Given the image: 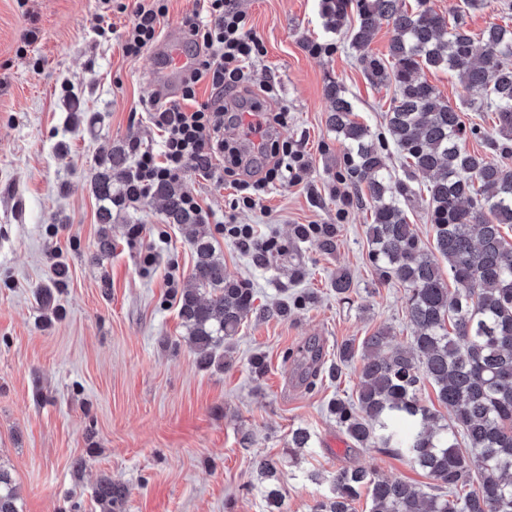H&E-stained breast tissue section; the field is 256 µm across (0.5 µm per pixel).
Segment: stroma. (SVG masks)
<instances>
[{"label":"stroma","instance_id":"35a3bbf8","mask_svg":"<svg viewBox=\"0 0 512 512\" xmlns=\"http://www.w3.org/2000/svg\"><path fill=\"white\" fill-rule=\"evenodd\" d=\"M445 17L463 14L474 37L490 25L512 26L504 0H430ZM245 27L265 48L248 90L268 112H286L272 138L302 150L310 168L297 183L266 187L255 208H243L235 180L193 172L184 193L202 207L207 232L224 259V273L254 291L253 309L233 341L227 368H199L167 286L169 270L188 280L195 264L190 232L165 220L161 200L147 197L97 219L92 182L99 162L133 142L160 149L162 133L142 110L165 98L155 78V50L125 56L122 41L136 0H0V465L18 488L19 512H101L94 489L101 475L123 484L121 512H272L253 470L255 460L279 462L281 512H310L343 466L360 465L422 485L403 458L353 447L329 414V401L350 395L360 362L331 369L347 340L391 328L409 345L402 285L380 282L369 260L367 203L352 184L338 183L345 148L327 123L326 88L345 89L355 119L373 133L385 129L393 87L370 83L345 33L327 29L321 0H239ZM112 31L97 33L98 23ZM325 45L315 55L312 44ZM420 75L457 108L465 124L492 130L495 115L473 111L467 92L447 71ZM393 179L412 196L403 209L425 246L428 177L409 167L394 146L383 152ZM254 225L278 249L244 250L222 225ZM142 234L129 245L128 232ZM300 224H336L338 245L323 250L300 241ZM112 251L101 254V232ZM160 255L152 268L143 257ZM68 276L55 283L54 270ZM349 272L348 299L333 287ZM53 292L50 303L35 291ZM307 308L279 316V305L300 291ZM317 341L321 364L313 386L300 382L297 359ZM263 355V375L251 370ZM311 441L288 454L292 430ZM87 468L74 475L72 462ZM322 483H313L311 473Z\"/></svg>","mask_w":512,"mask_h":512}]
</instances>
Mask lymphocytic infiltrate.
<instances>
[{
    "instance_id": "lymphocytic-infiltrate-1",
    "label": "lymphocytic infiltrate",
    "mask_w": 512,
    "mask_h": 512,
    "mask_svg": "<svg viewBox=\"0 0 512 512\" xmlns=\"http://www.w3.org/2000/svg\"><path fill=\"white\" fill-rule=\"evenodd\" d=\"M168 0H137L134 18L125 33L126 56L137 57L158 41ZM182 24L189 36L193 63L183 77L178 99L169 104L150 101L158 128L163 133L160 151L134 146L133 177L141 195L155 184L178 182L189 172L210 171L212 160L224 151V118L230 109L244 110L237 99L238 89L248 79V67L263 52L262 43L246 31L244 16L234 0H202L198 12L186 16ZM210 86L215 98L197 103L199 85ZM282 157L265 171L264 177L241 182L242 204L254 208L266 185L300 180L309 168L302 151L282 144Z\"/></svg>"
}]
</instances>
